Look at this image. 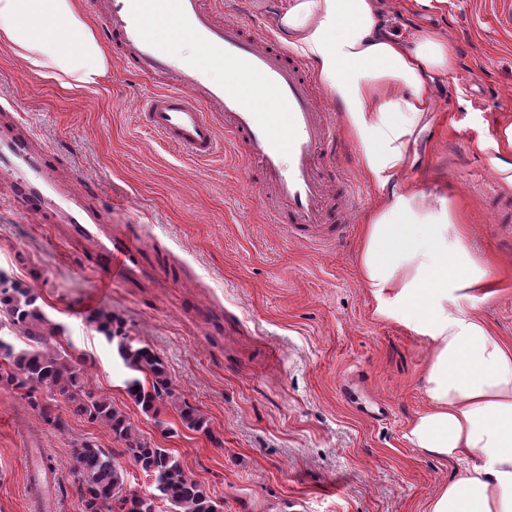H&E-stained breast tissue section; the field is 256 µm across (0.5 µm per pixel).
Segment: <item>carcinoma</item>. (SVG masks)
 <instances>
[{"label":"carcinoma","instance_id":"obj_1","mask_svg":"<svg viewBox=\"0 0 512 512\" xmlns=\"http://www.w3.org/2000/svg\"><path fill=\"white\" fill-rule=\"evenodd\" d=\"M0 273V384L25 390L24 398L44 422L60 431L66 422L53 413L52 406L63 403L94 424L105 425L114 438L126 444L132 461L151 479L143 492L126 484L124 469L93 440L83 438L74 444L73 466L80 479L79 494L83 512H155V499L170 504L172 512H220L206 489L191 478L167 448L140 438L129 418L107 399L86 389L82 357L61 355L43 347L40 325L45 321L38 297L29 288H3ZM96 330L116 347L127 378L129 397L144 412L154 403L174 395L162 358L147 344L126 336L120 320L110 313L94 318ZM21 333L30 343L21 347L12 335ZM190 430L209 434L202 416L187 408L181 412Z\"/></svg>","mask_w":512,"mask_h":512}]
</instances>
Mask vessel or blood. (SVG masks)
<instances>
[{"label":"vessel or blood","mask_w":512,"mask_h":512,"mask_svg":"<svg viewBox=\"0 0 512 512\" xmlns=\"http://www.w3.org/2000/svg\"><path fill=\"white\" fill-rule=\"evenodd\" d=\"M105 26L120 55L142 76L163 78L165 91L143 105L147 127L197 158L222 150L224 141L243 149L260 168L280 203L275 217L292 234L319 230L321 239L346 236L335 221L319 171L332 150L336 125L315 104L306 66L293 52L239 19L218 24L206 0H108ZM194 57L177 51L182 41ZM223 113L216 125L214 113ZM0 168L13 175V199L31 213L45 204L49 164L27 139H0ZM101 215L78 208L70 215L74 232L91 235ZM107 260L97 273L105 280L133 272L135 239L101 244Z\"/></svg>","instance_id":"b4317fda"}]
</instances>
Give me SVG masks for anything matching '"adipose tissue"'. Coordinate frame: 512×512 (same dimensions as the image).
I'll use <instances>...</instances> for the list:
<instances>
[{
    "instance_id": "1",
    "label": "adipose tissue",
    "mask_w": 512,
    "mask_h": 512,
    "mask_svg": "<svg viewBox=\"0 0 512 512\" xmlns=\"http://www.w3.org/2000/svg\"><path fill=\"white\" fill-rule=\"evenodd\" d=\"M381 15L380 0H288L282 17L341 103L363 167L377 179L413 164L433 79L456 70L445 35L401 41L385 32ZM0 44L67 86L97 84L108 68L79 0H0ZM359 268L373 296L398 307L430 343L427 406L406 438L458 469L425 512H512V343L477 313L448 306L498 293L452 198L410 190L378 207L364 225Z\"/></svg>"
}]
</instances>
